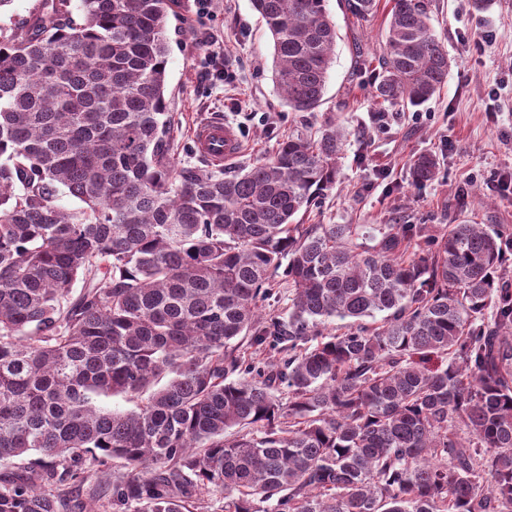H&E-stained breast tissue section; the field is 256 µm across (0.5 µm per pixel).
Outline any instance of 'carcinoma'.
<instances>
[{
    "mask_svg": "<svg viewBox=\"0 0 512 512\" xmlns=\"http://www.w3.org/2000/svg\"><path fill=\"white\" fill-rule=\"evenodd\" d=\"M295 112L322 102L326 0H251ZM178 0H41L0 28V512H512V253L493 224H299L336 186L327 117L226 177L176 161L165 80ZM359 26L377 0H344ZM430 0H393L376 102L448 78ZM436 155L409 166L434 180ZM66 194L80 206L59 204ZM283 270L288 317H263ZM79 291H74L75 285ZM382 313L380 326L367 319ZM138 400L130 411L103 398ZM119 462H114L112 465V461L109 463L108 467H96L91 465V460L87 457L86 460H84L81 464V468L85 469L86 473L84 474L86 476L84 482L81 484L79 497L78 499L84 503V505H88L92 500V490L91 488L98 480V476L104 480L105 478L111 477L112 479V473L113 471L119 469ZM105 471L107 474H100V470Z\"/></svg>",
    "mask_w": 512,
    "mask_h": 512,
    "instance_id": "1",
    "label": "carcinoma"
}]
</instances>
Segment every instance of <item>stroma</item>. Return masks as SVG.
I'll return each instance as SVG.
<instances>
[{"instance_id":"stroma-1","label":"stroma","mask_w":512,"mask_h":512,"mask_svg":"<svg viewBox=\"0 0 512 512\" xmlns=\"http://www.w3.org/2000/svg\"><path fill=\"white\" fill-rule=\"evenodd\" d=\"M392 0H379L373 19L352 26L340 0H327L336 24V59L314 113L291 111L272 72L273 41L251 0H212L199 24L194 0H179L167 23L168 112L175 156L204 166L193 127L221 119L240 134L243 149L229 173L267 158L288 132L319 126L332 116L346 132L339 180L301 215L304 224H498L512 233V0L475 12L472 0H432L430 23L448 50L451 67L439 95L404 109L377 104L371 71L359 66L379 55ZM216 40L232 66V82L203 77L199 60ZM438 155L435 181L416 186L408 167L418 153Z\"/></svg>"}]
</instances>
